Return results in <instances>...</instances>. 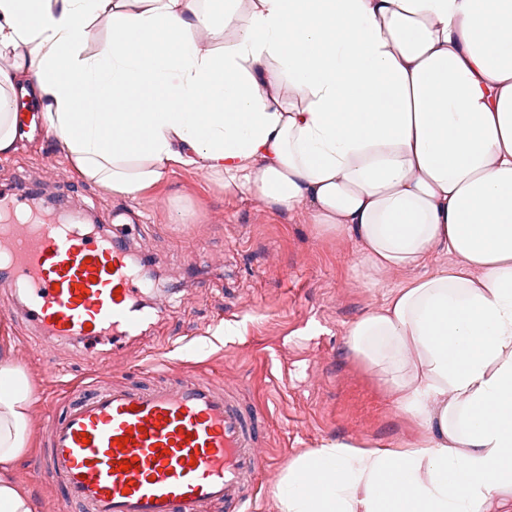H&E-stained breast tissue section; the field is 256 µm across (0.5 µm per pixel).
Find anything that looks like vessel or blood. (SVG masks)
<instances>
[{
	"instance_id": "b4317fda",
	"label": "vessel or blood",
	"mask_w": 512,
	"mask_h": 512,
	"mask_svg": "<svg viewBox=\"0 0 512 512\" xmlns=\"http://www.w3.org/2000/svg\"><path fill=\"white\" fill-rule=\"evenodd\" d=\"M27 206L22 194L0 199V269L28 321L49 341L121 343L144 320L146 288L124 228L26 221ZM261 437L259 418L206 380L112 382L53 417L32 466L83 512H208L245 502Z\"/></svg>"
}]
</instances>
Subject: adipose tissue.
I'll use <instances>...</instances> for the list:
<instances>
[{"instance_id": "1", "label": "adipose tissue", "mask_w": 512, "mask_h": 512, "mask_svg": "<svg viewBox=\"0 0 512 512\" xmlns=\"http://www.w3.org/2000/svg\"><path fill=\"white\" fill-rule=\"evenodd\" d=\"M224 21L215 53L196 0H0V160L24 83L113 195L199 165L351 239L371 285L414 271L346 346L423 438L301 453L278 510L512 512V0H225ZM32 402L0 348V512H41L18 476Z\"/></svg>"}]
</instances>
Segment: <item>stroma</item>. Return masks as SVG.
I'll return each mask as SVG.
<instances>
[{
  "mask_svg": "<svg viewBox=\"0 0 512 512\" xmlns=\"http://www.w3.org/2000/svg\"><path fill=\"white\" fill-rule=\"evenodd\" d=\"M39 190L68 214L127 225L135 253L161 272L147 298L150 327L114 357L109 340L95 352L49 342L23 317L24 297L0 279V341L33 388L30 446L19 464L41 512H62L65 492L30 466L47 430L42 405L66 409L93 383L116 379L145 386L206 378L236 389L262 417L263 463L247 512H278L277 474L324 441L373 443L416 434L371 369L346 348L347 329L381 306L413 274L370 286L352 240L320 232L306 211L267 210L254 198L225 193L199 166L172 165L166 177L117 197L80 179L42 133L0 161V195Z\"/></svg>",
  "mask_w": 512,
  "mask_h": 512,
  "instance_id": "35a3bbf8",
  "label": "stroma"
}]
</instances>
